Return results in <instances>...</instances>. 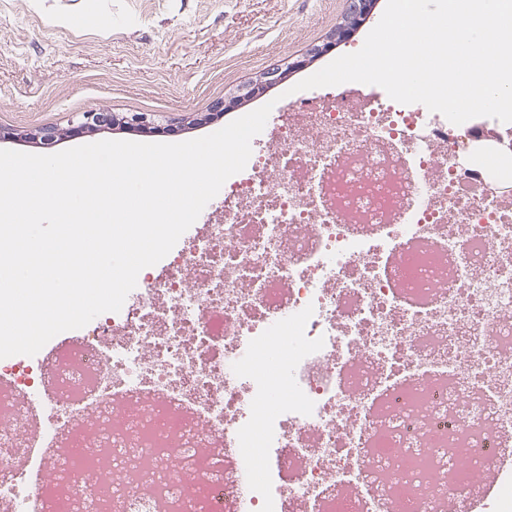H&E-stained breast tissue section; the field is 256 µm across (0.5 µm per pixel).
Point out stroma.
I'll use <instances>...</instances> for the list:
<instances>
[{
    "instance_id": "stroma-1",
    "label": "stroma",
    "mask_w": 512,
    "mask_h": 512,
    "mask_svg": "<svg viewBox=\"0 0 512 512\" xmlns=\"http://www.w3.org/2000/svg\"><path fill=\"white\" fill-rule=\"evenodd\" d=\"M348 0H0V127L15 130L11 150L43 154L100 140L149 141L137 128L100 130L46 147L28 140L45 126L66 127L81 112L148 114L183 122L179 140L213 133L239 114L274 101L337 57L358 51L374 20L352 40L272 86L240 111L197 124L212 103L245 93L273 66L326 43Z\"/></svg>"
}]
</instances>
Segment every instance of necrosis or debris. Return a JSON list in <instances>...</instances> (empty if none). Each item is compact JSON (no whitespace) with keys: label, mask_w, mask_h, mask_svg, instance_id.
Wrapping results in <instances>:
<instances>
[{"label":"necrosis or debris","mask_w":512,"mask_h":512,"mask_svg":"<svg viewBox=\"0 0 512 512\" xmlns=\"http://www.w3.org/2000/svg\"><path fill=\"white\" fill-rule=\"evenodd\" d=\"M489 129L512 138V123L455 125L355 82L292 102L220 216L143 269L120 312L50 358L0 359V500L465 502L512 455V165Z\"/></svg>","instance_id":"necrosis-or-debris-1"}]
</instances>
